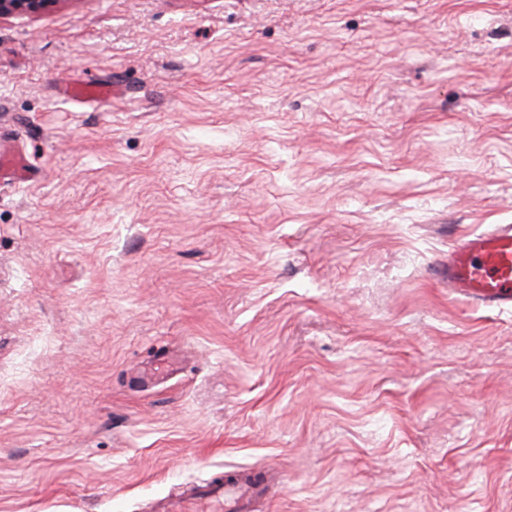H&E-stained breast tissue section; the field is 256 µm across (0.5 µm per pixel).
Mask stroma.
Masks as SVG:
<instances>
[{"mask_svg":"<svg viewBox=\"0 0 512 512\" xmlns=\"http://www.w3.org/2000/svg\"><path fill=\"white\" fill-rule=\"evenodd\" d=\"M94 77L108 102L63 99ZM0 512H512V0L0 18ZM167 375L145 379L161 355ZM448 292L512 311V224H493L448 251ZM253 487L240 483L224 484V510L227 512H235L242 508L246 499L252 493Z\"/></svg>","mask_w":512,"mask_h":512,"instance_id":"obj_1","label":"stroma"}]
</instances>
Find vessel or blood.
Instances as JSON below:
<instances>
[{"label": "vessel or blood", "instance_id": "obj_1", "mask_svg": "<svg viewBox=\"0 0 512 512\" xmlns=\"http://www.w3.org/2000/svg\"><path fill=\"white\" fill-rule=\"evenodd\" d=\"M75 101L110 98L109 85L86 81L67 88ZM448 291L486 307L512 311V224H494L453 246L448 252ZM251 486H224L225 512H240Z\"/></svg>", "mask_w": 512, "mask_h": 512}]
</instances>
